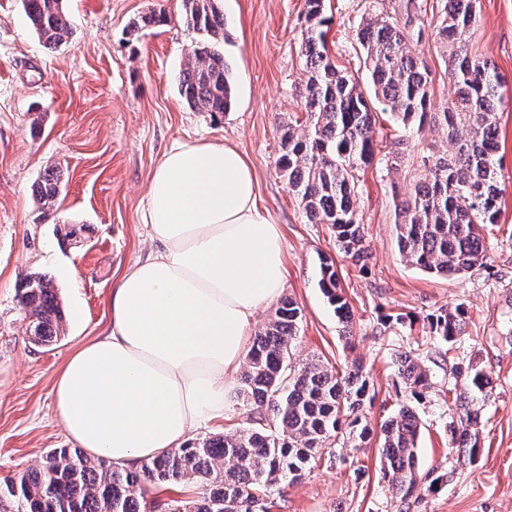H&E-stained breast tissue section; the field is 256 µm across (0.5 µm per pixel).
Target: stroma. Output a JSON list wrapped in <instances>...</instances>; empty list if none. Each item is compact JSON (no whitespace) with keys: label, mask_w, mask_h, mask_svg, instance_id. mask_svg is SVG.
Returning a JSON list of instances; mask_svg holds the SVG:
<instances>
[{"label":"stroma","mask_w":512,"mask_h":512,"mask_svg":"<svg viewBox=\"0 0 512 512\" xmlns=\"http://www.w3.org/2000/svg\"><path fill=\"white\" fill-rule=\"evenodd\" d=\"M224 13L219 48L231 69L235 98L224 113L198 112L179 92L185 51L202 38L182 20L181 0H65L70 44L45 48L20 0H0V480L37 467L68 447L52 389L65 356L104 335L108 300L118 278L147 256L149 227L141 210L151 173L173 144L232 145L249 160L260 209L283 237V297L303 314L293 344L296 361L342 367L360 359L374 396L364 415L372 427L412 404L421 423L422 475L432 489L401 498L379 473L377 445L354 450L337 437L301 480L281 483L268 512H512V0H478L473 54L488 60L501 82L498 178L504 189L497 223L482 236L487 266L458 278L433 276L400 254L395 196L427 171V150L452 151L443 131L413 133L412 146L391 167L401 134L389 112L374 127L375 157L359 173L357 207L368 259L339 252L325 224L306 219L278 170L279 128L304 129L302 34L304 0H218ZM167 23L128 41L129 21L148 8ZM328 49L340 68L369 87L357 31L368 20L401 17L399 0H326ZM432 72L435 105L448 102L442 50L432 36L412 43ZM60 193L50 213L32 196L47 167ZM330 258L352 308L343 325L324 296L320 262ZM39 273L58 290L65 331L49 345L30 341L16 285ZM464 315V335L445 343L430 329L441 309ZM410 352L429 385L412 400L397 357ZM475 365L492 381L481 409L476 460L463 466L448 427L463 394L455 369Z\"/></svg>","instance_id":"stroma-1"}]
</instances>
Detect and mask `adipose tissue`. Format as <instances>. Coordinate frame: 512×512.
Returning a JSON list of instances; mask_svg holds the SVG:
<instances>
[{"instance_id":"adipose-tissue-1","label":"adipose tissue","mask_w":512,"mask_h":512,"mask_svg":"<svg viewBox=\"0 0 512 512\" xmlns=\"http://www.w3.org/2000/svg\"><path fill=\"white\" fill-rule=\"evenodd\" d=\"M238 149L184 142L155 165L154 250L118 280L111 327L68 354L53 402L67 438L136 468L222 418L255 313L284 287L283 241Z\"/></svg>"}]
</instances>
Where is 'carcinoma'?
<instances>
[{
	"instance_id": "obj_1",
	"label": "carcinoma",
	"mask_w": 512,
	"mask_h": 512,
	"mask_svg": "<svg viewBox=\"0 0 512 512\" xmlns=\"http://www.w3.org/2000/svg\"><path fill=\"white\" fill-rule=\"evenodd\" d=\"M24 13L44 47L67 45L73 34L63 0H21ZM186 23L203 40L186 54L180 92L201 112H226L231 106L229 69L216 44L224 40V13L217 0H182ZM435 40L447 56L454 96L435 107L431 71L410 49L409 27L418 19L419 0H405L406 20H369L359 41L375 96L404 129L427 125L442 129L454 145L451 154H432L423 164L429 177L417 182L396 204V237L403 258L416 268L439 276H462L487 264L480 230L497 223L499 199V80L488 61L469 52L476 22V0H436ZM309 26L302 54L306 58L304 103L309 116L302 131L281 129L278 169L297 196L311 224H328L342 252L355 263L368 258L364 225L356 206L357 173L374 158L376 113L364 91L338 69L327 48L324 0H304ZM167 21L154 8L129 23V34ZM59 195L52 168L35 186L41 209L51 210ZM321 288L338 319L352 313L340 294L339 278L329 261L321 265ZM18 302L35 331L34 342L48 345L64 334V312L57 289L44 275L28 274L20 282ZM301 310L285 299L255 332L241 374L239 392L248 411L243 427L188 441L180 448L144 462L136 469L91 458L77 448H55L37 468L0 487V497L15 512H164L166 504L148 497L147 485L190 482L197 499L173 512H251V505L274 495L282 482H294L316 458L319 449L345 432L353 447L368 444L371 430L363 423L371 403L362 365L354 361L338 371L319 362L295 364L291 347ZM460 311L446 309L431 318V330L445 342L463 335ZM398 373L411 397L427 389V373L409 353L398 359ZM467 395L462 415L450 425L451 449L461 465L476 456L481 429L476 395L490 396V379L474 367H456ZM272 413L277 430L264 427ZM421 429L407 404L380 426L379 471L393 492L408 498L418 489V443Z\"/></svg>"
}]
</instances>
